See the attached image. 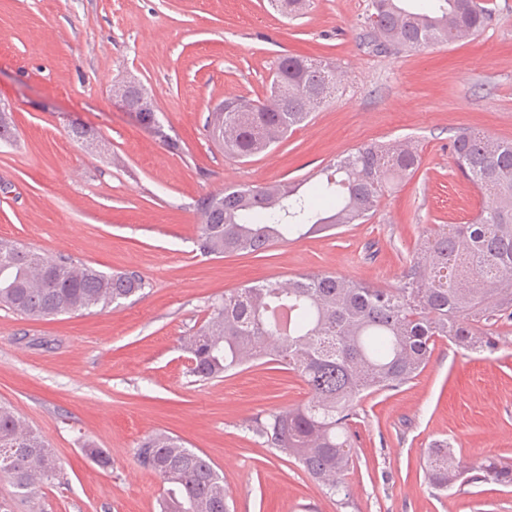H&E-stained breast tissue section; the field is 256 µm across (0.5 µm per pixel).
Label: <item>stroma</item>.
Wrapping results in <instances>:
<instances>
[{
  "label": "stroma",
  "mask_w": 512,
  "mask_h": 512,
  "mask_svg": "<svg viewBox=\"0 0 512 512\" xmlns=\"http://www.w3.org/2000/svg\"><path fill=\"white\" fill-rule=\"evenodd\" d=\"M487 2L478 37L380 52L368 0H310L293 18L269 0H0V108L15 128L0 141V242L148 283L92 313L35 320L0 307V405L40 433L58 466L32 498L0 477V512H159L163 482L135 452L163 431L210 457L232 512H512V487L440 492L423 474L437 440L473 463L512 462V321L498 323L495 350L437 341L417 377L360 399L345 503L249 431L309 399L295 372L256 363L197 381L182 349L225 292L300 273L393 287L433 225L480 211L448 145L463 129L512 141V0ZM287 56L334 63L335 98L271 151L225 156L207 116L229 96L266 100ZM120 80L151 93L169 142L113 99ZM74 122L93 145L71 138ZM394 140L412 141L421 165L365 223L262 253H200L203 198L312 182L356 147Z\"/></svg>",
  "instance_id": "obj_1"
}]
</instances>
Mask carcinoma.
<instances>
[{"label":"carcinoma","instance_id":"cac0c4a2","mask_svg":"<svg viewBox=\"0 0 512 512\" xmlns=\"http://www.w3.org/2000/svg\"><path fill=\"white\" fill-rule=\"evenodd\" d=\"M366 17L374 45L421 50L470 38L487 27L491 9L480 0H370ZM336 66L305 57L284 59L270 84L271 103L241 97L227 112H212L208 137L231 158L270 150L302 127L336 92ZM138 121L176 148L156 106ZM451 151L459 170L484 196L468 224H441L418 244L400 284L379 288L329 273L262 281L224 294L191 336L189 372L220 378L265 359L298 374L310 399L273 412L251 428L253 438L295 460L332 495L349 498L345 475L353 464L350 422L365 394L399 387L425 368L437 341L493 348L475 329L512 320V142L479 130L456 134ZM408 142L360 146L326 168L311 188L279 182L229 188L201 205L197 246L204 255L261 252L276 242L362 224L391 181L417 171ZM134 272L105 273L0 242V306L41 319L119 305L144 290ZM136 459L166 484L160 512H230L224 477L211 459L165 432L146 436ZM448 444L428 449L423 473L439 491L476 480ZM485 480L512 486V463L488 458ZM56 472L45 441L10 408L0 406V474L17 495L36 494Z\"/></svg>","mask_w":512,"mask_h":512}]
</instances>
